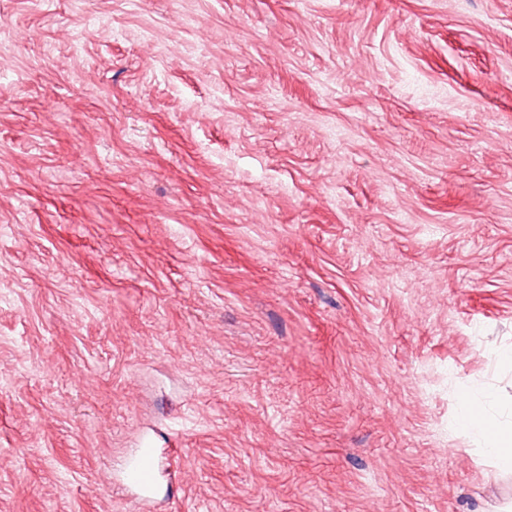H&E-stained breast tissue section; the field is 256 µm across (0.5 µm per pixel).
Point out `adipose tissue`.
I'll return each instance as SVG.
<instances>
[{"mask_svg":"<svg viewBox=\"0 0 512 512\" xmlns=\"http://www.w3.org/2000/svg\"><path fill=\"white\" fill-rule=\"evenodd\" d=\"M458 421L499 469L512 472V418L495 415L491 394L464 390L459 397Z\"/></svg>","mask_w":512,"mask_h":512,"instance_id":"obj_1","label":"adipose tissue"}]
</instances>
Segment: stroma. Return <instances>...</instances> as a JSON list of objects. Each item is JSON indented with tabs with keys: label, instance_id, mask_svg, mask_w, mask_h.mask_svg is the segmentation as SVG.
<instances>
[{
	"label": "stroma",
	"instance_id": "35a3bbf8",
	"mask_svg": "<svg viewBox=\"0 0 512 512\" xmlns=\"http://www.w3.org/2000/svg\"><path fill=\"white\" fill-rule=\"evenodd\" d=\"M87 2L0 0V512L512 505V0ZM458 421L499 469L512 472V415L511 419L495 415L490 393L476 394L465 389L459 396ZM149 451L134 457L129 464V478L133 487L150 491L154 484V473L148 461Z\"/></svg>",
	"mask_w": 512,
	"mask_h": 512
}]
</instances>
